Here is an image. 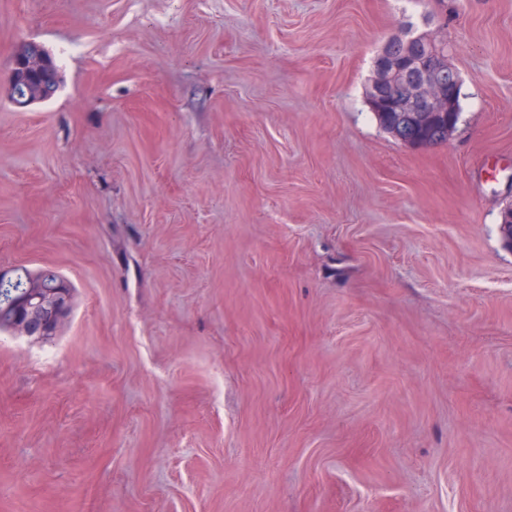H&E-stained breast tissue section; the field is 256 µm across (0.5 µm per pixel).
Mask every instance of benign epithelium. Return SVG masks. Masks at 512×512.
<instances>
[{
	"label": "benign epithelium",
	"mask_w": 512,
	"mask_h": 512,
	"mask_svg": "<svg viewBox=\"0 0 512 512\" xmlns=\"http://www.w3.org/2000/svg\"><path fill=\"white\" fill-rule=\"evenodd\" d=\"M426 54L406 60L405 65L393 63L405 56L399 40L391 39L383 47L375 64L371 82L372 110L405 112L407 119L427 121L438 113H448V133L455 130L454 117L461 95L458 73L443 59L445 39L440 32L421 34ZM60 86L59 72L53 68L51 55L35 41H26L12 57L6 88L8 99L18 107H27L49 100ZM27 293L12 304L8 332L13 336L47 340L56 336L68 319L72 293L59 281L45 285V276L28 274Z\"/></svg>",
	"instance_id": "benign-epithelium-1"
}]
</instances>
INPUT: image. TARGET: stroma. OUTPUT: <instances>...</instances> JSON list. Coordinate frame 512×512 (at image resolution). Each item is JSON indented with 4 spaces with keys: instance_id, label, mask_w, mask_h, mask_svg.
I'll return each instance as SVG.
<instances>
[{
    "instance_id": "stroma-1",
    "label": "stroma",
    "mask_w": 512,
    "mask_h": 512,
    "mask_svg": "<svg viewBox=\"0 0 512 512\" xmlns=\"http://www.w3.org/2000/svg\"><path fill=\"white\" fill-rule=\"evenodd\" d=\"M443 28L448 141L385 133ZM52 99L5 94L23 42ZM512 0H0V512H512ZM420 37L426 54L409 57L405 66L389 64L385 60L406 57L403 49L407 46L397 51L398 39H391L385 44L376 59L382 61L375 64L370 106L374 111L385 108L388 112H408L406 117L413 122L427 121L435 113L448 112V118L435 116L425 126H413L402 116H393L400 134L403 127L402 140L410 142L412 146L428 147L447 141L454 132V117L459 112L457 101L462 83L451 65L448 63L447 66L444 59L448 61V55H441L440 50L445 45L441 32H425ZM429 57L432 60L429 61ZM51 55L35 41H26L12 57L6 88L8 99L18 107L49 100L60 86L59 72L53 68ZM37 74L40 83L32 88L27 80ZM25 288L27 293L12 304L6 303L12 295L10 288L0 286V333L3 325L10 319L7 327L12 336L47 340L57 336L60 328L68 319L72 308V293L64 282L57 281L52 286L45 285V274L28 272Z\"/></svg>"
}]
</instances>
